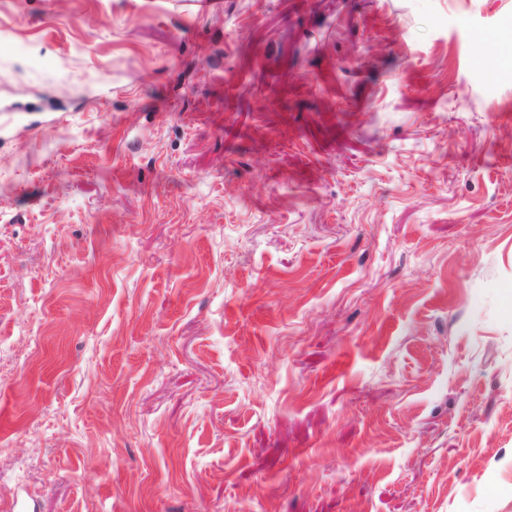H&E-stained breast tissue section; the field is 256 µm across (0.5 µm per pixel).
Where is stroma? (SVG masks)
<instances>
[{
    "label": "stroma",
    "mask_w": 512,
    "mask_h": 512,
    "mask_svg": "<svg viewBox=\"0 0 512 512\" xmlns=\"http://www.w3.org/2000/svg\"><path fill=\"white\" fill-rule=\"evenodd\" d=\"M0 512H512V0H0Z\"/></svg>",
    "instance_id": "1"
}]
</instances>
